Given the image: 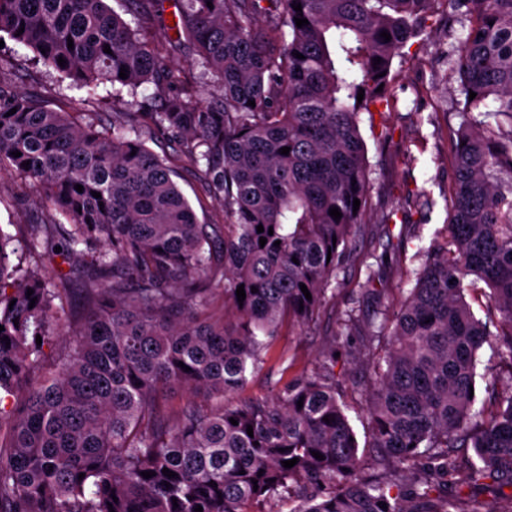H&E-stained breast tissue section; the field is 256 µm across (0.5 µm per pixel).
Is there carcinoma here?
I'll list each match as a JSON object with an SVG mask.
<instances>
[{
	"label": "carcinoma",
	"mask_w": 512,
	"mask_h": 512,
	"mask_svg": "<svg viewBox=\"0 0 512 512\" xmlns=\"http://www.w3.org/2000/svg\"><path fill=\"white\" fill-rule=\"evenodd\" d=\"M125 2L131 23L106 0H0V33L77 87L154 86L151 111L114 112L109 130L77 125L0 81V166L27 178L50 211L19 248L59 247L94 283L58 363L45 367L44 348L57 341L50 317L69 279L60 273L52 284L10 264L13 236L0 228V512H255L290 481L334 490L292 499L289 512H481L458 507L463 489H512V0H448L470 21L452 50L462 99L451 219L443 244L424 251L414 288L365 323L348 316L320 370L233 405L224 395L243 389L281 328L325 303L368 204L359 115L394 108V59L441 24L443 0H175L165 52L188 50L214 79L203 102L168 91L178 78L144 38L164 0ZM152 127L205 167L232 218L224 235L199 223L173 170L145 145ZM219 275L233 328L211 315ZM479 282L487 313L501 315L496 333L466 300ZM356 333L364 352L349 356H367L370 379L352 391L367 409L379 480L363 476L336 392V345ZM486 346L493 369L479 404L470 387ZM175 388L204 403L171 423Z\"/></svg>",
	"instance_id": "obj_1"
}]
</instances>
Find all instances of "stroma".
<instances>
[{
    "instance_id": "stroma-1",
    "label": "stroma",
    "mask_w": 512,
    "mask_h": 512,
    "mask_svg": "<svg viewBox=\"0 0 512 512\" xmlns=\"http://www.w3.org/2000/svg\"><path fill=\"white\" fill-rule=\"evenodd\" d=\"M467 30V23L449 18L447 25L432 29L424 45L412 46L405 61L394 63L397 103L385 115L393 134L390 141H377L370 131L368 113H361L371 179L363 233L352 240L351 255L337 271L318 316L308 324L282 329L262 368L249 375L243 396L274 395L317 365L347 311H354L359 319H370L380 305H398L414 287L422 265L421 249L440 241L449 222L446 199L453 180L450 131L459 124V79L451 50ZM33 57L30 49L12 39L0 44V60L13 65V89L38 94L48 108L69 113L80 123L97 112L126 111L128 92L114 94L107 84L98 90L99 103H89L85 94L71 88L69 79L35 63ZM144 141L166 158L199 221L223 223L208 178L181 153L179 144L161 130L146 135ZM389 214L394 217L390 226L384 223ZM47 216L48 209L35 188L10 168L0 169V228L22 239L33 226L46 223ZM386 250L392 254L386 276L368 281L362 255Z\"/></svg>"
}]
</instances>
